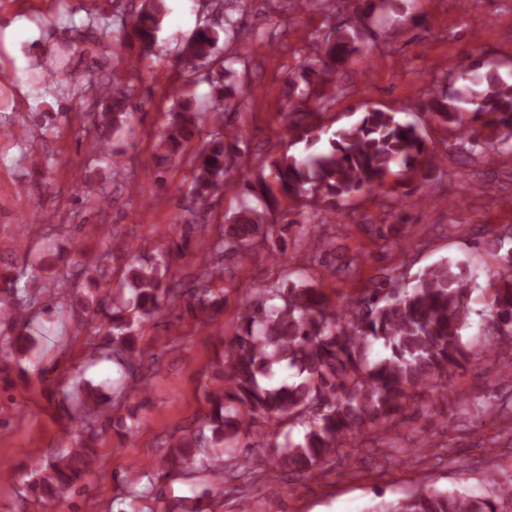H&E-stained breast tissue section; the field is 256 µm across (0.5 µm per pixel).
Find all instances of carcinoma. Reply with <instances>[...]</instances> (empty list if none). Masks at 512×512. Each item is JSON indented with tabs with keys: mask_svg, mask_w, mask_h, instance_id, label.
<instances>
[{
	"mask_svg": "<svg viewBox=\"0 0 512 512\" xmlns=\"http://www.w3.org/2000/svg\"><path fill=\"white\" fill-rule=\"evenodd\" d=\"M166 0H142L130 22L129 35L137 39L141 57L152 56L158 43ZM215 27L209 17L184 43L180 59L210 65L221 36H238V23L229 14ZM317 49L306 55L300 80L289 83L300 104L284 114L285 136L303 150L271 158L270 176L278 192L263 182L260 189L247 188L259 205H241L233 223L219 227L209 243L211 263L195 276L188 288L175 277L171 255L188 250L193 224L159 256L129 263L124 282L112 293V311L104 314L107 342L97 348L103 358L119 368V382L144 380L151 359L140 345L138 323L184 302L182 312L204 319L220 311L223 290L208 284L223 279L228 256L255 243L271 248L283 242V228L275 224L278 196L314 209L336 208L338 200L380 185L396 167L414 174L424 186L433 181L442 156L430 151L421 126L402 123L395 113L368 110L356 123L326 128L318 122L340 86V66L358 51L356 34L340 25L316 36ZM441 83L431 98L420 105L421 113L442 123L469 131L464 152L488 142L512 141V82L485 60L460 66L455 82ZM105 101L94 117L100 138L126 128L133 113L129 98L100 85ZM234 107L218 90L214 100L192 108L185 99L182 111L174 112L156 141L155 174L162 182L168 165L199 141L189 192L206 201L211 191L230 172L229 161L240 150L239 138L227 139L221 113ZM321 145L317 151L315 145ZM504 266L493 274L486 314L485 340L496 348L495 362L512 366V247L502 255ZM36 280L34 271L22 269L6 296H0V344L26 358L36 340L29 332L28 311L36 296L17 287L22 278ZM476 287L459 264L444 261L418 273L412 286L388 288L382 284L358 301L334 303L329 295L304 278L291 283L271 282L263 296L240 308L235 330L217 361L214 378L220 384L204 389L208 410L198 425L169 448L170 458L183 465L207 470L222 478L225 469L208 464L210 448L235 454L231 476L254 471L250 454L239 448L258 423L269 427L267 447L271 464L292 477L312 476L331 457L370 430L387 428L416 406V398L430 390L448 389V381L468 357L463 341L470 327L469 298ZM103 386L89 381L67 388L62 395L72 400L69 419L83 427L80 435L64 440L39 470L36 485L43 502H60L77 482L91 471L97 459L92 448L94 421L109 396ZM288 432L280 434V429ZM300 428L298 437L291 430ZM482 492L440 491L423 488L395 503L372 512H512V474L484 472L478 479Z\"/></svg>",
	"mask_w": 512,
	"mask_h": 512,
	"instance_id": "carcinoma-1",
	"label": "carcinoma"
}]
</instances>
